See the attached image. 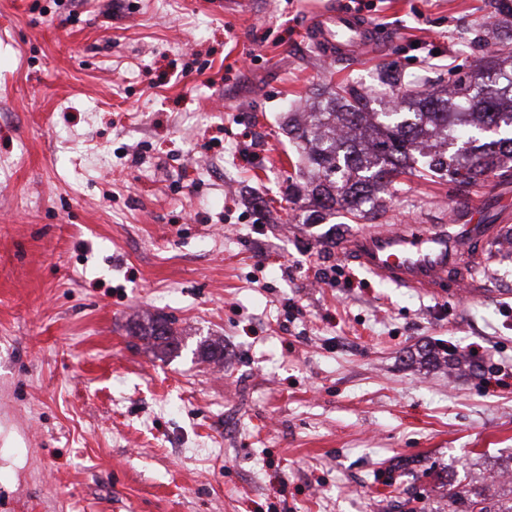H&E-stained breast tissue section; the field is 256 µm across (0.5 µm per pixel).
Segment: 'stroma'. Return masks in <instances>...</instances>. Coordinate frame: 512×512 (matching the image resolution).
Wrapping results in <instances>:
<instances>
[{
	"label": "stroma",
	"instance_id": "obj_1",
	"mask_svg": "<svg viewBox=\"0 0 512 512\" xmlns=\"http://www.w3.org/2000/svg\"><path fill=\"white\" fill-rule=\"evenodd\" d=\"M372 3L380 44L343 62L305 31L353 0H0V512L512 501V253L477 299L398 288L339 244L460 190L403 175L348 224L288 200L317 88L380 109L381 73L444 84L488 41L489 0ZM155 315L177 356L131 335Z\"/></svg>",
	"mask_w": 512,
	"mask_h": 512
}]
</instances>
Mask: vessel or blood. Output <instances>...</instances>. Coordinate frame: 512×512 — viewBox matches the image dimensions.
I'll use <instances>...</instances> for the list:
<instances>
[{
  "label": "vessel or blood",
  "instance_id": "b4317fda",
  "mask_svg": "<svg viewBox=\"0 0 512 512\" xmlns=\"http://www.w3.org/2000/svg\"><path fill=\"white\" fill-rule=\"evenodd\" d=\"M306 35L329 59L363 58L378 46L373 24L335 9L322 11ZM482 211V205L459 199L447 223L368 228L344 242L340 252L396 287L435 292L446 286L456 292L498 236V225L483 223Z\"/></svg>",
  "mask_w": 512,
  "mask_h": 512
}]
</instances>
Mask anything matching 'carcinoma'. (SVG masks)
Listing matches in <instances>:
<instances>
[{
	"mask_svg": "<svg viewBox=\"0 0 512 512\" xmlns=\"http://www.w3.org/2000/svg\"><path fill=\"white\" fill-rule=\"evenodd\" d=\"M512 28L496 31L474 68L445 88L410 89L395 76L380 80L391 112H375L367 92L350 82L330 85L314 112L288 113V138L308 147L311 179L288 191L305 194L315 212L367 217L364 205L406 174L473 188L490 176L512 180V78L499 82L501 56L512 60ZM134 335L154 356L179 351L174 321L153 317Z\"/></svg>",
	"mask_w": 512,
	"mask_h": 512,
	"instance_id": "1",
	"label": "carcinoma"
}]
</instances>
